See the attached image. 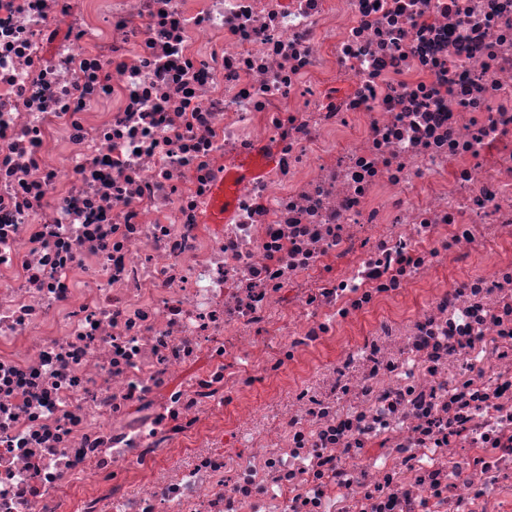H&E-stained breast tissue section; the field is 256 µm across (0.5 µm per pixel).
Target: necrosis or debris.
Wrapping results in <instances>:
<instances>
[{
  "label": "necrosis or debris",
  "mask_w": 512,
  "mask_h": 512,
  "mask_svg": "<svg viewBox=\"0 0 512 512\" xmlns=\"http://www.w3.org/2000/svg\"><path fill=\"white\" fill-rule=\"evenodd\" d=\"M0 512H512V0H0Z\"/></svg>",
  "instance_id": "obj_1"
}]
</instances>
